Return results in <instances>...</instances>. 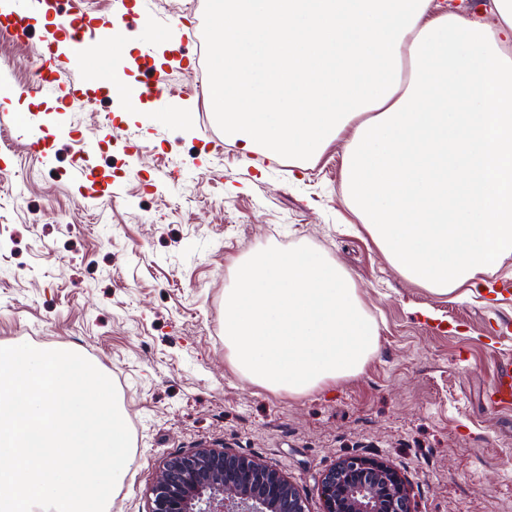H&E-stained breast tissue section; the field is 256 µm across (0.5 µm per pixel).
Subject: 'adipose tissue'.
<instances>
[{
  "mask_svg": "<svg viewBox=\"0 0 512 512\" xmlns=\"http://www.w3.org/2000/svg\"><path fill=\"white\" fill-rule=\"evenodd\" d=\"M210 0V100L245 151L304 163L346 140L344 195L390 265L436 295L512 256V0ZM379 327L351 273L268 248L224 290L233 369L304 396L359 375ZM429 10H428V17H435L441 14H445L448 12H454L458 13L463 16H468V11H466L462 5L465 6V1H482L481 2V12L480 14L492 19L491 15V7H492V0H430ZM486 5V6H485Z\"/></svg>",
  "mask_w": 512,
  "mask_h": 512,
  "instance_id": "adipose-tissue-1",
  "label": "adipose tissue"
}]
</instances>
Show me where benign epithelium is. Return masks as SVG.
<instances>
[{
  "label": "benign epithelium",
  "mask_w": 512,
  "mask_h": 512,
  "mask_svg": "<svg viewBox=\"0 0 512 512\" xmlns=\"http://www.w3.org/2000/svg\"><path fill=\"white\" fill-rule=\"evenodd\" d=\"M324 512H412L405 479L385 463L349 457L321 481ZM149 512H304L285 475L222 448H193L166 459L151 487Z\"/></svg>",
  "instance_id": "7a95c632"
}]
</instances>
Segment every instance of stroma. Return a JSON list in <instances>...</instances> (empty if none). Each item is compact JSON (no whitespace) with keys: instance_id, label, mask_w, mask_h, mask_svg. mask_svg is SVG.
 <instances>
[{"instance_id":"35a3bbf8","label":"stroma","mask_w":512,"mask_h":512,"mask_svg":"<svg viewBox=\"0 0 512 512\" xmlns=\"http://www.w3.org/2000/svg\"><path fill=\"white\" fill-rule=\"evenodd\" d=\"M124 5L136 7L139 28L123 32L133 49L113 64L141 81L135 45L149 38L171 85L138 114L104 92L91 112L79 101L61 110L46 88L10 94L34 65L32 44L60 26L34 25L24 44L0 39L14 61L0 66V343L64 347L111 376L132 460L110 512H148L159 466L202 445L284 474L305 512H323V474L352 456L405 477L413 512H512V404L491 413L482 401L512 362V286L497 299L465 287L437 296L403 279L344 200L345 141L303 166L274 159L256 178L240 142L204 154L224 130L204 122L209 88L178 61L189 28L209 34L208 6L162 17L150 0ZM113 116L116 144L88 158L111 182L89 199L77 151ZM162 147L180 178L153 166ZM302 245L351 272L380 341L356 378L292 397L233 370L224 288L238 259Z\"/></svg>"}]
</instances>
